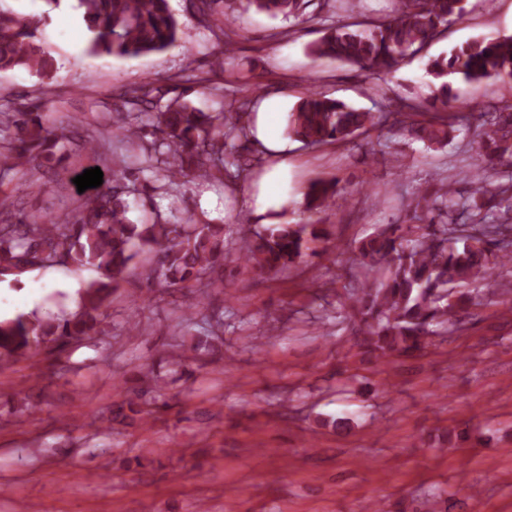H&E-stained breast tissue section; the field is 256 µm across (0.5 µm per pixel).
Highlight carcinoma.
Here are the masks:
<instances>
[{"label":"carcinoma","instance_id":"cac0c4a2","mask_svg":"<svg viewBox=\"0 0 512 512\" xmlns=\"http://www.w3.org/2000/svg\"><path fill=\"white\" fill-rule=\"evenodd\" d=\"M198 22L224 33L214 5L197 0ZM271 18L293 25L314 20L306 13L311 0H240ZM362 0H341L343 21L325 27L310 48L316 61L357 64L370 74L388 73L399 59L423 51L466 12L468 0H399L394 14L358 19ZM91 33L88 52L94 56L140 57L159 53L179 42L180 27L169 0H77ZM41 21L0 8V72L25 67L52 81L56 68L44 50ZM428 72L441 84L422 117L416 107L379 115L356 109L342 100L311 92L289 113L287 135L306 146L348 143L381 126L396 130L408 142L441 148L456 133L472 131L475 166L500 170L504 182L479 177L468 190L439 180L417 190L416 224H383L355 246V265L348 268L349 289L340 307L354 335L379 362L389 357H418L432 337L463 329L470 306L478 304L473 285L491 284L503 268L512 269V104L489 105L471 127L454 111L446 78L466 82L512 78V35L494 41L472 40L429 58ZM169 90L152 82L141 95L114 109L117 129L139 151V170L150 173L156 189L166 191L190 179H221L235 183L261 166V156L248 151L249 126L243 121L251 100L243 96L220 112H202L182 96L171 99L153 120L141 115L154 109ZM15 129L0 146V172L32 165L42 167L65 154L95 153L92 139L77 141L68 126H53L41 105L32 102L3 115ZM241 151L225 154L226 146ZM126 172L112 170L103 183L79 194L64 215L29 218L14 203L0 201V275L63 266L94 269L99 278L81 291L78 310L58 318L19 314L0 321V360L17 359L42 346L62 352L78 340L105 334V311L112 290L124 279L142 252L154 254L144 271L158 291L179 295L184 307L196 308L197 288L224 282L227 224H172L159 210L151 222L129 218ZM339 193L334 181H315L303 192L308 214L327 210ZM324 224H271L258 229L248 220L236 225L235 262L263 273H278L300 262L312 244L330 251ZM166 378L152 368L140 385L113 405L112 421L149 415L166 407L154 393Z\"/></svg>","mask_w":512,"mask_h":512}]
</instances>
